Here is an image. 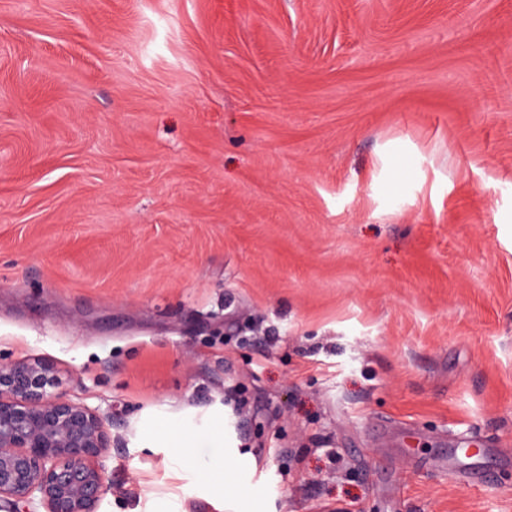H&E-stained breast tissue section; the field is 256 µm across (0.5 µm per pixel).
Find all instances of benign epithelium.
<instances>
[{"label":"benign epithelium","instance_id":"benign-epithelium-1","mask_svg":"<svg viewBox=\"0 0 512 512\" xmlns=\"http://www.w3.org/2000/svg\"><path fill=\"white\" fill-rule=\"evenodd\" d=\"M108 448L101 416L57 391L50 362L0 360V512H97Z\"/></svg>","mask_w":512,"mask_h":512}]
</instances>
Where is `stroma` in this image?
Here are the masks:
<instances>
[{"label":"stroma","instance_id":"35a3bbf8","mask_svg":"<svg viewBox=\"0 0 512 512\" xmlns=\"http://www.w3.org/2000/svg\"><path fill=\"white\" fill-rule=\"evenodd\" d=\"M30 358L99 512H512V0H0Z\"/></svg>","mask_w":512,"mask_h":512}]
</instances>
